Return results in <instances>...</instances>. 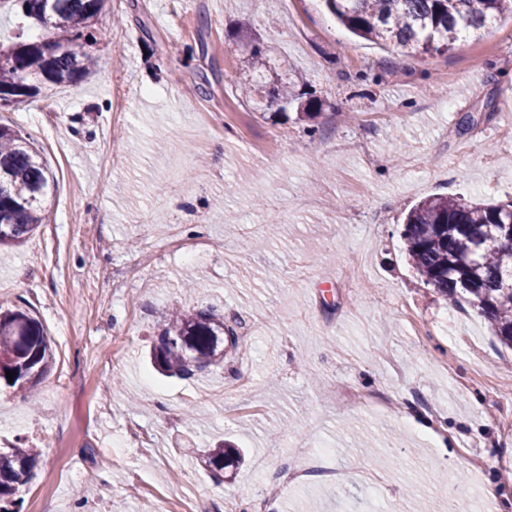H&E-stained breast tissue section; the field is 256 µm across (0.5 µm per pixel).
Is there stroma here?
Here are the masks:
<instances>
[{
	"mask_svg": "<svg viewBox=\"0 0 512 512\" xmlns=\"http://www.w3.org/2000/svg\"><path fill=\"white\" fill-rule=\"evenodd\" d=\"M96 28V72L0 111L56 181L45 223L0 253V307L54 349L37 407L0 387V448L40 451L23 512H176L191 491L199 512H411L414 493L512 512V349L400 237L434 195L512 200V14L433 56L352 35L325 0H107ZM253 38L314 122L241 97ZM206 305L249 326L247 349L162 376L165 312ZM408 406L439 410L447 453ZM222 440L245 450L232 478L184 453ZM323 449L332 474L289 484Z\"/></svg>",
	"mask_w": 512,
	"mask_h": 512,
	"instance_id": "35a3bbf8",
	"label": "stroma"
}]
</instances>
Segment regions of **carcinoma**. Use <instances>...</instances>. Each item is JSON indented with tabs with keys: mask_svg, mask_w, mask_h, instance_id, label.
Segmentation results:
<instances>
[{
	"mask_svg": "<svg viewBox=\"0 0 512 512\" xmlns=\"http://www.w3.org/2000/svg\"><path fill=\"white\" fill-rule=\"evenodd\" d=\"M336 19L364 39L407 53L449 51L460 36L479 31L512 0H325ZM36 36L0 43V99L15 108L48 86L75 84L96 70L98 59L82 46L95 40V20L105 0H0ZM264 72L268 50L252 46L245 60ZM54 175L20 132L0 124V246L32 235L47 218L43 202ZM400 236L421 281L458 306L467 303L512 348V201L477 203L436 195L405 216ZM244 345L236 330L211 308L165 316L152 358L163 372L190 378L224 361V348ZM54 360L39 319L20 308L0 309V383L33 386ZM13 373L8 380L7 372ZM35 448L0 450V512H19L16 495L32 478ZM235 448H211L205 464L217 471L239 463Z\"/></svg>",
	"mask_w": 512,
	"mask_h": 512,
	"instance_id": "cac0c4a2",
	"label": "carcinoma"
}]
</instances>
